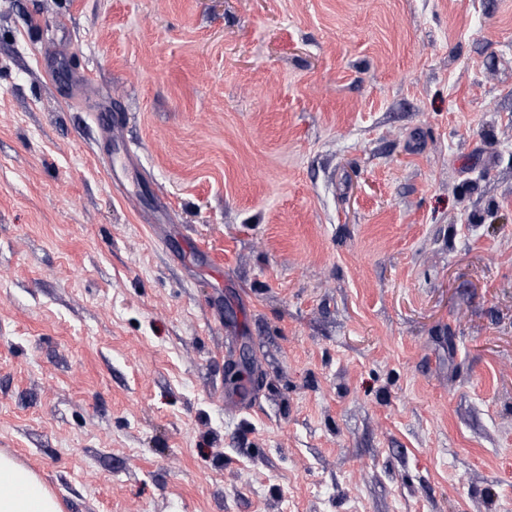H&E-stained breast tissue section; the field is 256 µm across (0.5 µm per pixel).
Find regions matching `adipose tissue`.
Masks as SVG:
<instances>
[{"mask_svg":"<svg viewBox=\"0 0 512 512\" xmlns=\"http://www.w3.org/2000/svg\"><path fill=\"white\" fill-rule=\"evenodd\" d=\"M0 512H62L39 475L0 452Z\"/></svg>","mask_w":512,"mask_h":512,"instance_id":"ef3b65f1","label":"adipose tissue"}]
</instances>
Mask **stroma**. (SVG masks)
Masks as SVG:
<instances>
[{
    "instance_id": "35a3bbf8",
    "label": "stroma",
    "mask_w": 512,
    "mask_h": 512,
    "mask_svg": "<svg viewBox=\"0 0 512 512\" xmlns=\"http://www.w3.org/2000/svg\"><path fill=\"white\" fill-rule=\"evenodd\" d=\"M0 451L62 512H512V0H0Z\"/></svg>"
}]
</instances>
